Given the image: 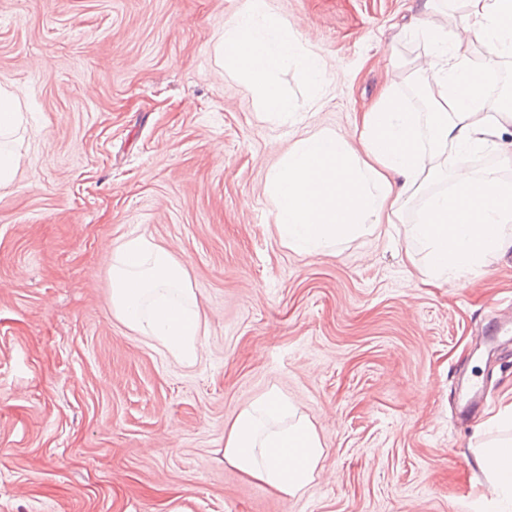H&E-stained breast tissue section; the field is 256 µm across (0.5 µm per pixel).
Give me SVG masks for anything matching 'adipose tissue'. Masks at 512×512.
I'll use <instances>...</instances> for the list:
<instances>
[{
	"label": "adipose tissue",
	"instance_id": "obj_1",
	"mask_svg": "<svg viewBox=\"0 0 512 512\" xmlns=\"http://www.w3.org/2000/svg\"><path fill=\"white\" fill-rule=\"evenodd\" d=\"M466 37L487 50L486 69L512 54V0H465ZM435 45L431 63L434 109L417 112L389 88L361 113L357 141L324 128L296 138L269 169L265 192L276 211L280 242L299 254L332 255L347 242L393 224L425 195L411 239L424 250L425 281L451 280L489 266L512 250V183L496 170L449 174L448 160L481 148L512 125V109L488 115L480 108L487 86L445 33L427 20L411 22ZM225 70L243 80L265 119L284 123L293 104L278 73L295 65L317 96L328 91L327 65L300 45L265 0H246L216 44ZM25 122L18 98L0 88V187L13 183L20 164L18 133ZM450 179L448 190L429 192ZM112 315L136 335L157 342L179 364L200 359L202 316L187 273L173 255L145 235L112 251ZM322 442L287 398L269 391L243 408L224 435V459L244 475L288 497L314 481ZM489 476L483 493L512 507V438L480 453Z\"/></svg>",
	"mask_w": 512,
	"mask_h": 512
}]
</instances>
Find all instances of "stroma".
Here are the masks:
<instances>
[{
    "mask_svg": "<svg viewBox=\"0 0 512 512\" xmlns=\"http://www.w3.org/2000/svg\"><path fill=\"white\" fill-rule=\"evenodd\" d=\"M326 59L302 120L272 124L215 43L245 0H0V85L28 105L0 189V512H494L480 424L512 398V256L462 282L407 285L406 227L300 255L265 176L294 134L355 135L388 86L432 85L458 0H266ZM398 55L401 67H391ZM151 236L188 274L205 325L184 367L112 315V251ZM324 459L293 497L224 460V430L269 390Z\"/></svg>",
    "mask_w": 512,
    "mask_h": 512,
    "instance_id": "35a3bbf8",
    "label": "stroma"
}]
</instances>
